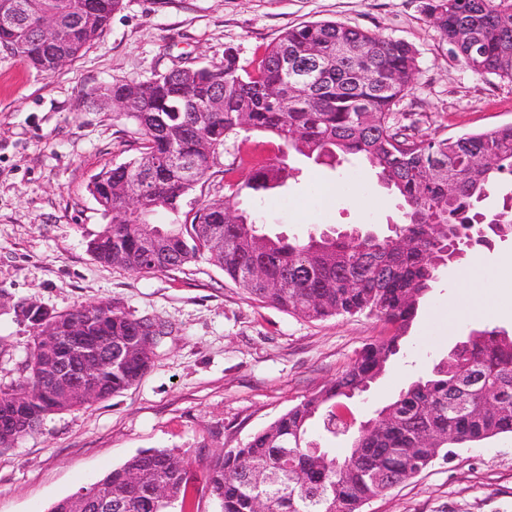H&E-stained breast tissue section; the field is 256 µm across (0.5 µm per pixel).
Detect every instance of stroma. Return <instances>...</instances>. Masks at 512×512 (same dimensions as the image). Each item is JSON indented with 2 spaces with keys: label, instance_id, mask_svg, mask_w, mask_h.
<instances>
[{
  "label": "stroma",
  "instance_id": "35a3bbf8",
  "mask_svg": "<svg viewBox=\"0 0 512 512\" xmlns=\"http://www.w3.org/2000/svg\"><path fill=\"white\" fill-rule=\"evenodd\" d=\"M429 0H123L101 36L55 73L0 48V386L17 382L32 331L15 314L24 300L63 312L102 300L171 324L149 371L123 394L49 416L40 431L0 452V512L50 505L147 448H174L209 461L236 448L304 397L341 375L362 347L387 331L367 315L308 321L254 300L223 270L199 260L137 274L97 261L87 245L107 220L88 185L103 169L139 153L136 125L94 104L113 79L142 82L165 70L245 61L288 27L334 21L411 44L418 70L399 116L452 137L512 124V81L478 74L441 36ZM255 135L226 143L194 197H224L225 165ZM250 200L264 233L304 239L331 227L378 233L399 216L397 200L366 164L317 165ZM324 184H350L325 201ZM370 197L381 206L367 205ZM467 262L443 267L400 354L362 397L354 421L371 417L407 384L446 359L472 331L512 333V237ZM364 512H512V433L457 449L412 480L373 499Z\"/></svg>",
  "mask_w": 512,
  "mask_h": 512
}]
</instances>
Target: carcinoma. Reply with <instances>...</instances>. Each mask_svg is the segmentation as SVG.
<instances>
[{
    "label": "carcinoma",
    "instance_id": "obj_1",
    "mask_svg": "<svg viewBox=\"0 0 512 512\" xmlns=\"http://www.w3.org/2000/svg\"><path fill=\"white\" fill-rule=\"evenodd\" d=\"M86 0H0V47L29 67L51 74L62 58L77 57L108 25L122 0H97L86 20ZM431 17L466 65L479 74L512 80V0H432ZM55 23L56 43L43 44L41 25ZM417 53L412 45L332 21L286 29L262 54L244 63L232 49L219 64L186 67L129 83L98 87L103 99H127L124 116L141 135L139 156L99 172L89 191L110 217L89 242L99 261L133 273L179 269L201 258L255 300L308 320L373 315L392 327L366 344L350 366L268 427L202 465L205 487L219 512H363L382 496L455 446L512 433V334L485 328L454 346L455 355L411 382L352 432L336 455L310 439L317 423L336 434V406L366 392L399 354L421 300L439 270L475 257L496 238L512 236V196L493 211L491 189L512 177V124L457 137L421 134L394 107L412 88ZM260 133L278 142L281 157L253 166L244 181L224 169V199L187 203L210 177L219 149L230 139ZM295 154L336 165L367 162L384 188L401 200L402 215L389 234L358 237L322 231L290 241L262 233L240 208L242 197L283 187ZM164 210L167 224L155 222ZM157 249L156 263L143 245ZM262 275L247 278L251 267ZM82 325L104 354L95 381L99 400L134 385L150 369L165 325L137 317L112 301L79 305L55 322L61 336ZM481 383L467 389L461 410L448 405L463 373ZM57 376L47 366L43 341L33 333L22 376L0 387V450L37 433L56 413ZM192 462L177 450L138 452L49 512H167L187 496Z\"/></svg>",
    "mask_w": 512,
    "mask_h": 512
}]
</instances>
